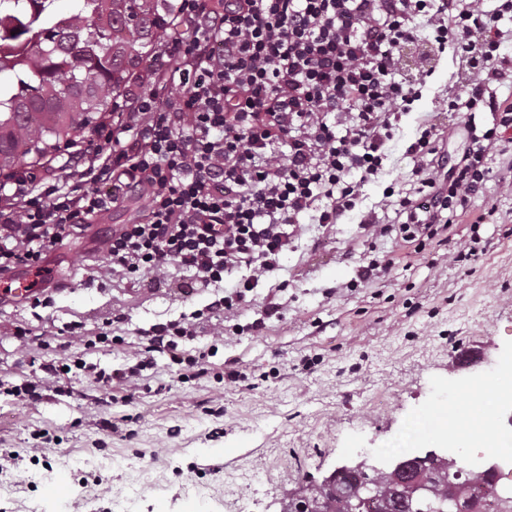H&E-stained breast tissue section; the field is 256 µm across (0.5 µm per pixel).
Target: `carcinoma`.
Listing matches in <instances>:
<instances>
[{"label": "carcinoma", "mask_w": 512, "mask_h": 512, "mask_svg": "<svg viewBox=\"0 0 512 512\" xmlns=\"http://www.w3.org/2000/svg\"><path fill=\"white\" fill-rule=\"evenodd\" d=\"M80 2L62 30L55 0L30 14L26 0H0V73L15 78L0 85V173L52 160L60 143L97 126L166 38L168 0Z\"/></svg>", "instance_id": "obj_1"}]
</instances>
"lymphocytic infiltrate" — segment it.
<instances>
[{
	"label": "lymphocytic infiltrate",
	"instance_id": "1",
	"mask_svg": "<svg viewBox=\"0 0 512 512\" xmlns=\"http://www.w3.org/2000/svg\"><path fill=\"white\" fill-rule=\"evenodd\" d=\"M163 55L140 85L129 88L111 123L74 151L78 183L63 188L32 173L0 182V272L41 270L48 253L93 215L125 195H146L141 218L105 241L109 263L100 277L134 281L186 270L190 287L207 288L247 270L209 311L231 314L246 305L262 278L279 270L288 226L315 213L335 224L352 211L358 185L381 170L385 146L421 90L399 77L400 48L425 40L452 51L469 71L466 102L441 109L493 111V125H466L469 145L447 165L438 135L425 128L407 152L416 161V193L387 189L406 220L404 240L424 241L458 223L490 171V154L512 143V102L497 101L491 83L506 76L500 54L512 41L502 29L512 0L495 11L482 0H172ZM450 168L439 182L435 170ZM196 326L153 325L141 334L132 362L106 372L83 354L62 352L41 375L0 378V395L34 405L45 391L73 396L65 376L83 372L103 390L140 380L156 354L167 355L180 381L207 374L217 345L190 351ZM55 385L46 386L45 376Z\"/></svg>",
	"mask_w": 512,
	"mask_h": 512
}]
</instances>
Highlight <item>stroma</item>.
<instances>
[{
    "label": "stroma",
    "mask_w": 512,
    "mask_h": 512,
    "mask_svg": "<svg viewBox=\"0 0 512 512\" xmlns=\"http://www.w3.org/2000/svg\"><path fill=\"white\" fill-rule=\"evenodd\" d=\"M415 52L401 77L426 85L388 143L383 169L360 183L356 208L339 223L300 216L279 271L238 311L240 334L225 336L205 376L178 382L160 355L143 380L108 394L81 376L71 397L28 408L0 398V448L29 447L37 430L51 437L38 461L0 476V512H278L289 491L357 453L383 457L414 420L464 399L495 408V432L512 435V401H496L512 368V191L500 182L502 157H492L489 180L468 204L476 215L495 209L491 223L455 224L420 245L395 232L400 219L385 203L387 187L416 185L406 149L422 127L436 124L438 146L452 159L467 148V112L439 109L442 98L463 92L459 59ZM144 205L130 196L46 257L59 276L49 306L0 298L1 374L26 375L33 361L54 358L70 324L83 336L124 337L126 347L87 356L105 370L121 368L139 332L194 318L222 296L219 288L189 289L177 268L157 283L92 280L106 264L103 240ZM370 213L391 233L365 229ZM475 234L483 253L457 261ZM389 253V276L357 283L360 266ZM270 296L281 309L267 319L260 304ZM18 326L41 347L20 346ZM231 370L245 381L228 382Z\"/></svg>",
    "instance_id": "1"
}]
</instances>
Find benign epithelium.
<instances>
[{"instance_id":"benign-epithelium-1","label":"benign epithelium","mask_w":512,"mask_h":512,"mask_svg":"<svg viewBox=\"0 0 512 512\" xmlns=\"http://www.w3.org/2000/svg\"><path fill=\"white\" fill-rule=\"evenodd\" d=\"M447 457L446 451L430 450L422 455L414 450L401 459H389L380 467L371 464L368 458L360 457L352 465L337 467L309 489L302 487L288 492L280 512H323L321 497L335 492L342 494L350 505L360 502L364 496L372 499L390 496L389 512H423L440 487L448 482V470L430 469L427 464L444 461ZM381 472L389 474L393 480L389 491L381 489L375 482V475ZM345 475L352 478L351 486L347 488L341 484ZM452 501V512H480V503L473 497L455 495Z\"/></svg>"}]
</instances>
